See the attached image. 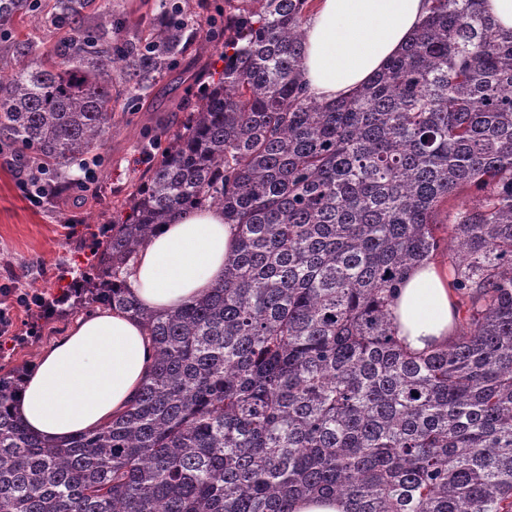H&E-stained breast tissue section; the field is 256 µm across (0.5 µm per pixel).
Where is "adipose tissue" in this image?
I'll return each instance as SVG.
<instances>
[{
	"instance_id": "obj_1",
	"label": "adipose tissue",
	"mask_w": 512,
	"mask_h": 512,
	"mask_svg": "<svg viewBox=\"0 0 512 512\" xmlns=\"http://www.w3.org/2000/svg\"><path fill=\"white\" fill-rule=\"evenodd\" d=\"M430 0H310L303 67L309 94L331 101L367 82L414 38ZM237 246L217 208L162 225L140 250L127 283L143 307L164 311L200 298L222 278ZM397 334L422 351L455 330L448 269L429 263L407 275L392 308ZM140 324L116 310L79 319L41 356L12 404L29 430L53 440L92 431L122 412L148 372Z\"/></svg>"
}]
</instances>
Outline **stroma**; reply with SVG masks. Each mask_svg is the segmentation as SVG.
I'll list each match as a JSON object with an SVG mask.
<instances>
[{
  "label": "stroma",
  "mask_w": 512,
  "mask_h": 512,
  "mask_svg": "<svg viewBox=\"0 0 512 512\" xmlns=\"http://www.w3.org/2000/svg\"><path fill=\"white\" fill-rule=\"evenodd\" d=\"M205 57L188 52L171 71L139 99L120 100L112 115V137L95 158L96 181L90 189L73 185L66 192L44 195L40 204L25 198L15 160L0 154V303L12 306L14 327L0 335V366L14 368L37 361L71 329L72 320L46 319L32 335L37 305L16 304L11 289H34L46 299L60 296L85 267L96 240L103 236L107 213L124 203L151 163L160 161L173 133L182 129L202 84L197 79Z\"/></svg>",
  "instance_id": "obj_1"
}]
</instances>
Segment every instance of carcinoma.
<instances>
[{
	"label": "carcinoma",
	"mask_w": 512,
	"mask_h": 512,
	"mask_svg": "<svg viewBox=\"0 0 512 512\" xmlns=\"http://www.w3.org/2000/svg\"><path fill=\"white\" fill-rule=\"evenodd\" d=\"M93 0H0V32L38 10L68 31L41 51L0 40V150L73 169L112 135L115 77L139 96L202 20L155 0L141 30ZM308 0H224V70L161 161L110 216L56 302L140 319L150 374L102 428L54 442L0 371V512H512V35L483 0H432L412 41L350 96L307 95ZM481 191L452 223L448 197ZM219 208L235 254L210 291L141 308L123 274L161 224ZM448 249L456 336L402 345L389 307ZM293 512H345L346 503L332 497H311L294 501Z\"/></svg>",
	"instance_id": "carcinoma-1"
}]
</instances>
